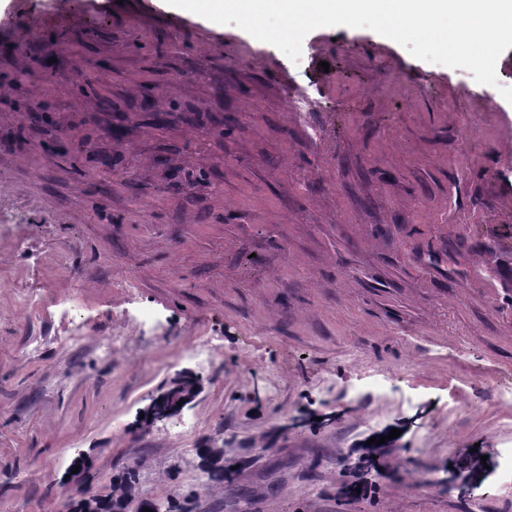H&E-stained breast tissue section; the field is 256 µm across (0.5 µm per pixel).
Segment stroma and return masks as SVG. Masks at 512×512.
Listing matches in <instances>:
<instances>
[{"label":"stroma","instance_id":"1","mask_svg":"<svg viewBox=\"0 0 512 512\" xmlns=\"http://www.w3.org/2000/svg\"><path fill=\"white\" fill-rule=\"evenodd\" d=\"M496 75L367 28L294 61L166 0H0V512H60L81 450L93 491L138 459L197 512H512V48ZM192 377L194 379L190 383L183 381V376L177 377L169 387L159 391L151 399L144 410V416L150 422V426L177 415L199 395L203 384L198 377ZM181 399H184V403L178 406ZM149 414H152V418H149ZM196 451L200 465L208 475V479L212 484H224V481L230 482L233 479L236 470H232L231 465L223 467L210 466L208 448H197Z\"/></svg>","mask_w":512,"mask_h":512}]
</instances>
